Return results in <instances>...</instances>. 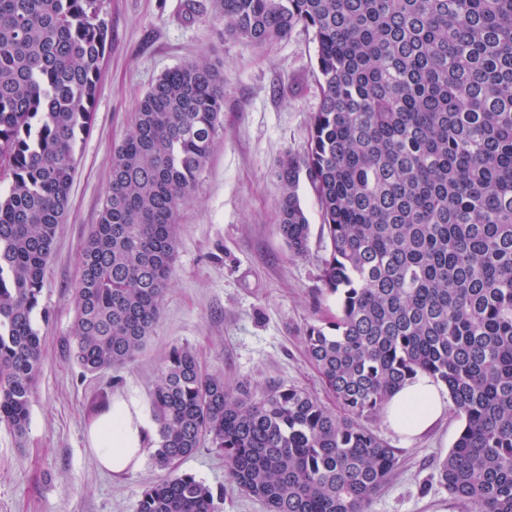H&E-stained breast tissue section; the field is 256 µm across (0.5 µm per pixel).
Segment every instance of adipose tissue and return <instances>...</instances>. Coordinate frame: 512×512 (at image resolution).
Returning a JSON list of instances; mask_svg holds the SVG:
<instances>
[{"instance_id":"adipose-tissue-1","label":"adipose tissue","mask_w":512,"mask_h":512,"mask_svg":"<svg viewBox=\"0 0 512 512\" xmlns=\"http://www.w3.org/2000/svg\"><path fill=\"white\" fill-rule=\"evenodd\" d=\"M447 411V393L420 373L391 395L384 418L395 433L412 438L430 430ZM152 434L150 417L116 398L94 420L88 437L97 465L124 475L140 466Z\"/></svg>"}]
</instances>
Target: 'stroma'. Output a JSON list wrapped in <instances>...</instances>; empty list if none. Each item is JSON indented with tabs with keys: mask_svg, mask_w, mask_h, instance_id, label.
<instances>
[{
	"mask_svg": "<svg viewBox=\"0 0 512 512\" xmlns=\"http://www.w3.org/2000/svg\"><path fill=\"white\" fill-rule=\"evenodd\" d=\"M109 37L91 130L76 146L69 209L52 246L35 327L42 362L24 439L0 425V512H136L164 470L145 459L118 477L100 469L88 431L99 397L149 408L150 391L173 348L203 369L253 387L296 386L326 398L307 359L304 330L335 318L336 298L321 281L330 244L317 197L301 184L311 224L310 250L296 257L278 231L286 153H303L321 96L313 36L298 29L261 47L224 31L212 0H104ZM206 59L224 70V127L191 197L175 219L171 286L150 337L126 365L82 375L70 355L79 258L99 219L115 147L154 80L182 63ZM370 426L397 451L399 465L368 512H458L436 464L462 426L455 410L430 433L405 439L384 418ZM179 471L223 493L220 512H266L231 482L223 455L203 444Z\"/></svg>",
	"mask_w": 512,
	"mask_h": 512,
	"instance_id": "obj_1",
	"label": "stroma"
}]
</instances>
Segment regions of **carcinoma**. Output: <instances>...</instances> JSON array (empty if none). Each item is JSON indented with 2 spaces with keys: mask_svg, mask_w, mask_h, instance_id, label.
<instances>
[{
  "mask_svg": "<svg viewBox=\"0 0 512 512\" xmlns=\"http://www.w3.org/2000/svg\"><path fill=\"white\" fill-rule=\"evenodd\" d=\"M225 32L263 45L313 34L322 101L304 154L279 160L278 228L295 256L319 201L338 313L305 352L333 396L256 394L172 349L150 394L166 478L137 512H215L171 465L205 442L267 512H366L398 467L366 425L417 373L464 420L437 463L462 512H512V0H212ZM108 38L103 0H0V423L23 436L42 361L34 326L64 223L75 146L90 131ZM224 72H163L116 146L81 255L72 354L121 367L161 314L175 215L223 128Z\"/></svg>",
  "mask_w": 512,
  "mask_h": 512,
  "instance_id": "1",
  "label": "carcinoma"
}]
</instances>
